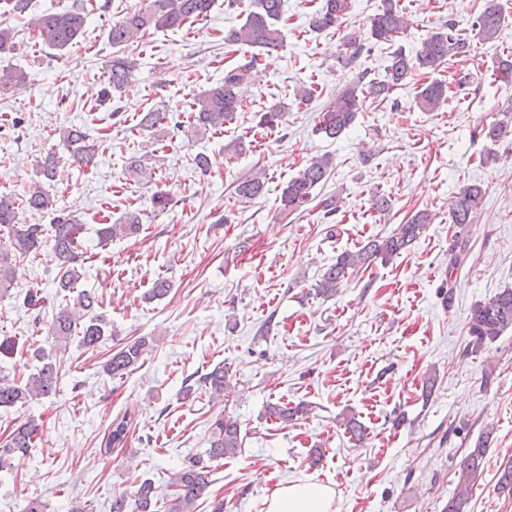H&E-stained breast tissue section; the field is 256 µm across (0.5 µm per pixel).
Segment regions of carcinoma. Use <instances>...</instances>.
Here are the masks:
<instances>
[{
    "label": "carcinoma",
    "instance_id": "carcinoma-1",
    "mask_svg": "<svg viewBox=\"0 0 512 512\" xmlns=\"http://www.w3.org/2000/svg\"><path fill=\"white\" fill-rule=\"evenodd\" d=\"M284 0H255L254 9L249 11L243 24L227 32L225 41L244 44L260 51L279 48L283 44L280 21ZM401 0H381L378 11L371 16L367 35L357 31L345 34L340 49L336 52L339 63L347 67L372 47L366 40L379 42L391 48L389 64L384 75L371 77L365 71L345 84L319 113L316 131L329 139L338 138L355 121L362 103L367 100H384L392 92L407 84L412 74L425 70L429 74L440 68L452 57H463L469 53V43L461 33L459 23L451 21L442 29L432 33L415 53L406 52L397 38L408 26L407 14L400 7ZM213 0H147V3L127 13L120 21L112 24L107 42L112 48L124 49L151 30L177 29L191 19L204 17L210 11ZM350 8V0H322V6L311 18V26L316 31H327L338 24ZM503 21L500 4L487 0V6L469 24L484 41L497 38ZM87 15L81 11L63 10L45 13L31 20V27L37 30L48 45L56 50H64L77 43L83 35ZM259 54H252L244 64L224 71V81L199 95L193 103L194 121L190 126L198 131L216 130L230 122L241 108V87L249 72L258 63ZM108 79L99 90L100 100L107 101L112 93L125 89L133 79L135 62L124 55L110 57L107 65ZM26 84V75L18 69L0 70V96L13 95ZM448 101V83L442 79H432L416 87L415 104L424 112H433ZM288 108L281 105L256 113L257 126L273 130L287 122ZM172 123L179 129L183 121L169 116L164 111H150L143 114L140 126L145 131H153L164 123ZM61 140L66 146L73 163L78 166L94 164L97 147L88 143L83 128L69 126L62 131ZM61 157L53 150L45 155L39 166L40 180L33 182L26 195V207L35 213L51 212L53 224L45 228L42 224H20L17 221L18 207L14 198L0 194V295L16 285L20 262L30 253L41 249L44 243L52 246L57 259L56 285L63 291L75 288L81 277L79 268L85 260L82 234L85 225L70 213L56 207L54 198L45 187L56 180ZM333 162L324 154L310 160L298 176L292 178L280 194V210L285 215L293 214L313 200V190L330 175ZM265 181L258 175L241 181L235 186V194L242 199H255L264 192ZM484 192L477 183L466 186L452 198L448 207L451 223L463 226L471 224ZM434 215L419 210L393 232L383 238L369 240L356 251H344L337 255L336 262L321 273L313 285L315 294L323 298L335 296L344 286L349 273L380 260L390 262L394 257L413 244L425 227L433 223ZM142 224L141 214L131 211L123 220L115 224H100L96 229L98 242L106 244L114 238H128L139 233ZM97 298L82 290L70 306L59 309L48 325L49 335L56 344H66L72 336H77L86 349L99 347L110 333L106 318L96 312ZM512 330V288H505L485 302L476 304L468 319L469 346L477 352L495 342L505 331ZM148 341L138 339L123 346L111 349L104 365L110 376H122L142 358ZM43 365L27 380L20 383L7 375H0V410L19 403L48 397L56 392L60 380V365L53 361V354L39 350ZM211 401H224L229 381L224 368L217 367L202 378ZM303 405L294 407L286 404H268L264 412L269 419L286 424L305 414ZM133 425V418L124 414L112 420L105 442L106 450L122 448L126 445ZM213 431L206 455L209 461L234 458L242 452L243 437L241 423L231 413H218L212 424ZM38 435L37 426L31 422L20 424L9 439L0 443V469H11L15 462L26 456L32 447L33 438ZM491 432L487 431L469 449L460 466V476L455 494L448 499L442 512H470L471 485L481 473L486 458ZM210 470L201 458L189 462L178 474L174 493L166 501L167 512H196L197 501L209 487ZM157 495L154 485L143 482L132 497L122 496L112 503V512H157Z\"/></svg>",
    "mask_w": 512,
    "mask_h": 512
}]
</instances>
